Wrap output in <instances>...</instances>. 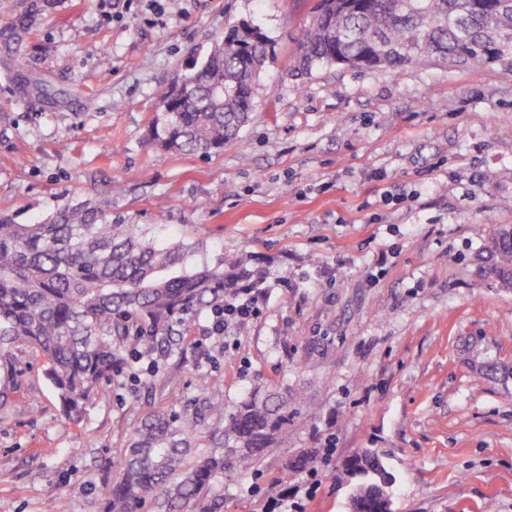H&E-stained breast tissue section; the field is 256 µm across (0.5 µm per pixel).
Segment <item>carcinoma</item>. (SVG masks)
Returning <instances> with one entry per match:
<instances>
[{
    "mask_svg": "<svg viewBox=\"0 0 512 512\" xmlns=\"http://www.w3.org/2000/svg\"><path fill=\"white\" fill-rule=\"evenodd\" d=\"M42 5L34 3L0 27V48L10 54L13 78L33 80L24 37L40 24ZM270 37L258 26L245 33L233 23L205 57L194 60L184 80L160 97L163 118L149 128L147 142L163 153L209 155L238 139L257 107L245 61L268 60ZM509 60L512 66V0H315L297 37L294 69L309 73L346 65L363 71L402 69L435 61L464 64L475 73ZM189 253L184 244L160 247L140 224L109 218L91 202L69 204L36 224H17L0 212V348L22 343L48 361L47 377L67 416L80 414L102 381L126 361L130 350L149 352L163 339L176 312L224 299V264L175 271ZM479 274L512 291V239L490 232L477 257ZM478 374L512 375L493 361H481ZM211 452L184 462L198 438L196 422L168 410L149 412L134 427L115 478L105 490L108 512H141L152 503L165 512H211L212 483H237L272 450L297 407L288 395L248 399L224 416ZM316 451L305 448L290 466L317 467ZM344 476L355 480L350 502L358 512H383L391 499L393 476L380 455L363 448L344 462Z\"/></svg>",
    "mask_w": 512,
    "mask_h": 512,
    "instance_id": "carcinoma-1",
    "label": "carcinoma"
}]
</instances>
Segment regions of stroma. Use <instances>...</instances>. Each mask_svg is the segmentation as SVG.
<instances>
[{
  "label": "stroma",
  "instance_id": "obj_1",
  "mask_svg": "<svg viewBox=\"0 0 512 512\" xmlns=\"http://www.w3.org/2000/svg\"><path fill=\"white\" fill-rule=\"evenodd\" d=\"M315 0H55L23 50L51 97L0 71V212L34 224L91 201L113 220L190 246L191 263L240 259L261 275L257 317L203 338L210 307L174 314L158 349L127 353L67 418L45 359H0V512H105L112 461L149 412L197 418L286 392L303 415L215 512H350L343 461L376 449L394 512H512V291L476 271L483 231L512 225V67L293 69ZM275 61L237 142L159 155L144 139L158 97L233 22ZM208 385L198 389V376ZM319 449L316 474L288 462Z\"/></svg>",
  "mask_w": 512,
  "mask_h": 512
}]
</instances>
